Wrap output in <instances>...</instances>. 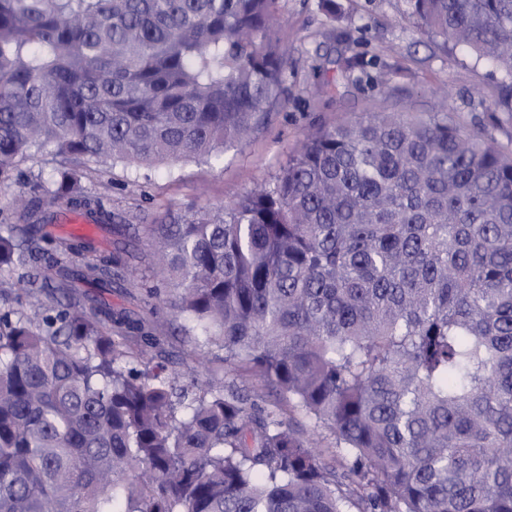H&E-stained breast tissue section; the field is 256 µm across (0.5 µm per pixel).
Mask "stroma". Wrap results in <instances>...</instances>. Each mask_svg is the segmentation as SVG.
I'll use <instances>...</instances> for the list:
<instances>
[{"instance_id":"stroma-1","label":"stroma","mask_w":512,"mask_h":512,"mask_svg":"<svg viewBox=\"0 0 512 512\" xmlns=\"http://www.w3.org/2000/svg\"><path fill=\"white\" fill-rule=\"evenodd\" d=\"M335 3L336 15L331 18L318 9V0H277L288 66L282 101L250 139L224 153L220 164L178 162L136 171L90 161L84 166V191L93 194L100 183L110 184L112 207L133 214L141 228L159 223L170 211L232 202L271 183L308 132L382 107L385 78L398 106L424 112L448 102L471 127L493 136L503 151L512 150V83L467 51L446 48L425 35L406 15L404 0ZM354 55L364 58L365 68L340 77L337 59ZM56 168L47 150L21 164L19 174L0 186V225L23 223L26 204L37 197L38 186L52 183ZM133 275L156 287L157 297L132 299L116 286L108 297L113 309L167 329L168 285L143 264ZM181 349L179 340L169 339L163 350L148 349L145 363L160 376L183 384L220 376L255 399L276 401L275 392L249 370L227 363L217 371L199 358L182 361Z\"/></svg>"}]
</instances>
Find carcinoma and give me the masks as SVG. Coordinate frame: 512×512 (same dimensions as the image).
Returning a JSON list of instances; mask_svg holds the SVG:
<instances>
[{"instance_id":"carcinoma-1","label":"carcinoma","mask_w":512,"mask_h":512,"mask_svg":"<svg viewBox=\"0 0 512 512\" xmlns=\"http://www.w3.org/2000/svg\"><path fill=\"white\" fill-rule=\"evenodd\" d=\"M406 4L512 81V0ZM287 79L275 0H0V185L59 159L0 234V512H512V153L447 103L322 127L263 189L145 228L185 355L279 403L140 369L104 295L143 257L50 231L129 225L85 161L216 162Z\"/></svg>"}]
</instances>
